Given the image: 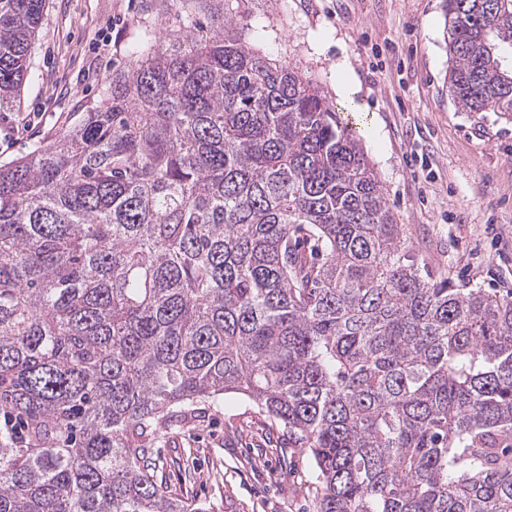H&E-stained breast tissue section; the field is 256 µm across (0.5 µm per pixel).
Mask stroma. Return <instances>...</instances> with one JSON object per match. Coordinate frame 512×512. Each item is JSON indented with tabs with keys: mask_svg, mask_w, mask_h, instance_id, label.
<instances>
[{
	"mask_svg": "<svg viewBox=\"0 0 512 512\" xmlns=\"http://www.w3.org/2000/svg\"><path fill=\"white\" fill-rule=\"evenodd\" d=\"M266 27L263 52L354 110L353 128L404 236L432 277L457 288L512 289V121L476 120L448 94L443 0H247ZM129 22L175 27L176 0H47L24 87L34 134L0 163L62 133L96 99L114 64L89 46L117 9ZM152 459L158 480L207 512H315L313 458L253 402L225 397L169 429Z\"/></svg>",
	"mask_w": 512,
	"mask_h": 512,
	"instance_id": "1",
	"label": "stroma"
}]
</instances>
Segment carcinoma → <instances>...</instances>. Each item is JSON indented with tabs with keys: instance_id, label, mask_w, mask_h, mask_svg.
<instances>
[{
	"instance_id": "1",
	"label": "carcinoma",
	"mask_w": 512,
	"mask_h": 512,
	"mask_svg": "<svg viewBox=\"0 0 512 512\" xmlns=\"http://www.w3.org/2000/svg\"><path fill=\"white\" fill-rule=\"evenodd\" d=\"M46 0H0V111ZM180 0L98 101L0 165V512H206L150 472L240 394L303 441L317 512H512V294L422 274L348 124ZM448 92L512 119V0H444Z\"/></svg>"
}]
</instances>
